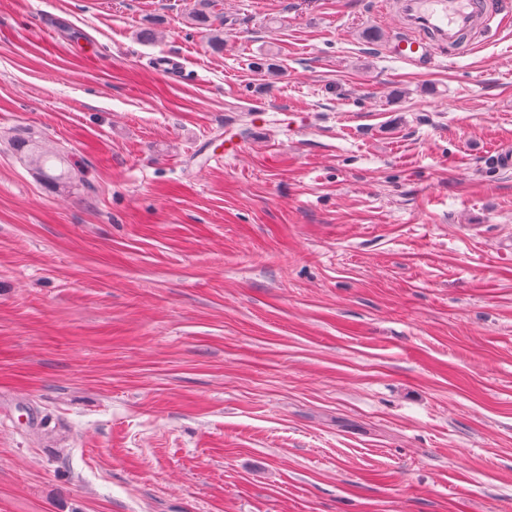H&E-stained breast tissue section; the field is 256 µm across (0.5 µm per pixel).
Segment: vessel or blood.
I'll return each mask as SVG.
<instances>
[{
  "label": "vessel or blood",
  "mask_w": 512,
  "mask_h": 512,
  "mask_svg": "<svg viewBox=\"0 0 512 512\" xmlns=\"http://www.w3.org/2000/svg\"><path fill=\"white\" fill-rule=\"evenodd\" d=\"M404 8L409 26L389 48L412 68L438 66L443 49H457L475 27L489 30L512 17V0H405Z\"/></svg>",
  "instance_id": "b4317fda"
}]
</instances>
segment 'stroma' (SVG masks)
Returning <instances> with one entry per match:
<instances>
[{
	"instance_id": "stroma-1",
	"label": "stroma",
	"mask_w": 512,
	"mask_h": 512,
	"mask_svg": "<svg viewBox=\"0 0 512 512\" xmlns=\"http://www.w3.org/2000/svg\"><path fill=\"white\" fill-rule=\"evenodd\" d=\"M198 3L0 0V512H512V20ZM203 2L206 3H203L201 8L194 11L190 19L194 25L199 26L198 28H203L212 32L211 45L215 50L221 51L224 48V37H222L223 30H221L220 28L217 29L216 26L214 25L218 17L211 10V8L214 5H212V3L210 2L214 1L203 0ZM410 28L389 42L392 56L412 68H434L441 49L456 50L475 27L498 28L511 17L508 0H406ZM12 145L16 153L26 160L29 164L34 166L35 174L37 178L46 186L53 190H66L68 188H74L79 183L83 189L91 190L92 184L89 183L87 173L85 169L76 164H70L60 170L59 173H53L52 168L48 166L50 160H56L59 162L63 161L64 158L60 151H56L50 155L37 154V145L34 140V136H22L15 137L11 140Z\"/></svg>"
}]
</instances>
